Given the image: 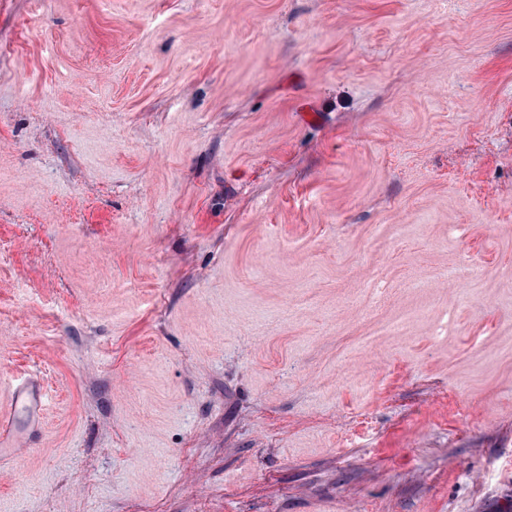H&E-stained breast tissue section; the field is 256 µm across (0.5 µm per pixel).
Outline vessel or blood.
<instances>
[{"mask_svg":"<svg viewBox=\"0 0 512 512\" xmlns=\"http://www.w3.org/2000/svg\"><path fill=\"white\" fill-rule=\"evenodd\" d=\"M44 407L40 383L34 380L16 386L8 411L0 412V460L12 458L19 445L22 426L39 423Z\"/></svg>","mask_w":512,"mask_h":512,"instance_id":"1","label":"vessel or blood"}]
</instances>
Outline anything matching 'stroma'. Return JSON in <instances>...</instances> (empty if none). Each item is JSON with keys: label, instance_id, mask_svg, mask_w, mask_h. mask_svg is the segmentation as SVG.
I'll return each mask as SVG.
<instances>
[{"label": "stroma", "instance_id": "35a3bbf8", "mask_svg": "<svg viewBox=\"0 0 512 512\" xmlns=\"http://www.w3.org/2000/svg\"><path fill=\"white\" fill-rule=\"evenodd\" d=\"M0 512H512V0H0ZM44 407V394L40 383L28 380L17 385L11 398V406L7 412H0V460L12 458L19 446L21 428L19 417L24 418L28 427L37 425Z\"/></svg>", "mask_w": 512, "mask_h": 512}]
</instances>
